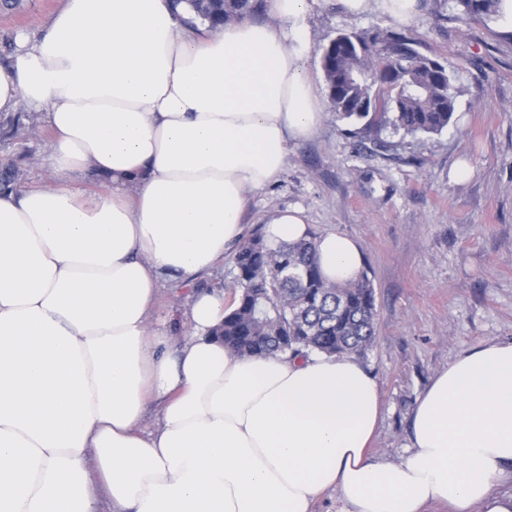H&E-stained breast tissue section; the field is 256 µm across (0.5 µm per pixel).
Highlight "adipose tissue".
Wrapping results in <instances>:
<instances>
[{
	"mask_svg": "<svg viewBox=\"0 0 512 512\" xmlns=\"http://www.w3.org/2000/svg\"><path fill=\"white\" fill-rule=\"evenodd\" d=\"M410 23L420 0H340ZM310 0H269L272 24L218 30L169 0H65L0 66V113L53 131L52 184L0 190V512H512V341L468 350L418 397L408 454L371 456L378 384L354 354L242 357L215 331L224 293L191 291L171 341L151 310L165 277L214 270L251 194L322 119L303 66ZM112 188L87 194L86 170ZM299 210L271 247L308 237ZM322 277H358L357 243L315 241ZM154 428L143 425L150 400Z\"/></svg>",
	"mask_w": 512,
	"mask_h": 512,
	"instance_id": "obj_1",
	"label": "adipose tissue"
}]
</instances>
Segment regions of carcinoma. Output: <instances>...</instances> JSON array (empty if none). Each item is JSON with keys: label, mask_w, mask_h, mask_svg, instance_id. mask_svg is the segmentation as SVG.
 <instances>
[{"label": "carcinoma", "mask_w": 512, "mask_h": 512, "mask_svg": "<svg viewBox=\"0 0 512 512\" xmlns=\"http://www.w3.org/2000/svg\"><path fill=\"white\" fill-rule=\"evenodd\" d=\"M186 2L213 25L262 8V0ZM497 0H451L450 8L478 21L494 18ZM428 56L405 35L387 29L341 32L321 49L326 96L336 116L361 123V140L386 148L379 133L434 134L455 112L456 95L445 69L430 70ZM0 184L22 188L11 160L0 162ZM237 291L219 337L243 356H337L372 346L377 320L374 287L367 274L343 285L320 275L315 237L269 247L262 235L242 242L232 257Z\"/></svg>", "instance_id": "cac0c4a2"}]
</instances>
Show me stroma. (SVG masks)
<instances>
[{"instance_id":"obj_1","label":"stroma","mask_w":512,"mask_h":512,"mask_svg":"<svg viewBox=\"0 0 512 512\" xmlns=\"http://www.w3.org/2000/svg\"><path fill=\"white\" fill-rule=\"evenodd\" d=\"M64 0H21L0 9V55L7 43L36 37ZM303 65L324 85L320 50L341 31L399 28L446 68L457 92L448 128L410 136L383 130L386 149L361 144L355 123L327 111L308 137L290 142L279 180L253 194L244 234L264 233L278 209H300L310 232L359 242L376 295L377 328L362 360L376 379L382 416L374 457L400 460L412 410L432 376L456 356L512 339V34L496 20H469L446 0H425L415 21L397 26L370 11L346 13L338 0H314L305 17ZM51 132L36 112L0 134V159H15L23 188L51 181L43 166ZM188 291L165 285L152 307L172 339L186 329Z\"/></svg>"}]
</instances>
